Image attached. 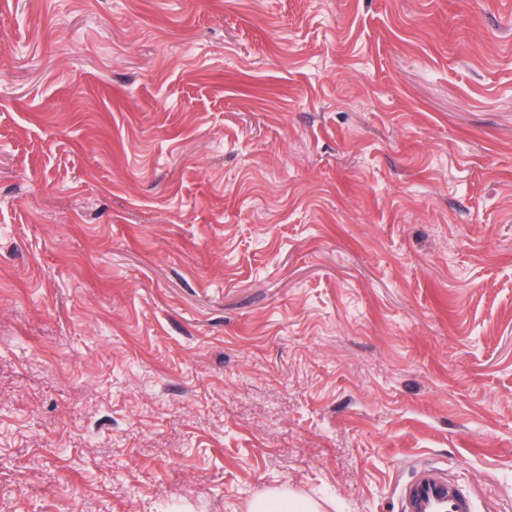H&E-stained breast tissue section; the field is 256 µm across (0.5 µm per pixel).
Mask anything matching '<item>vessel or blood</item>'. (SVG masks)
<instances>
[{"label": "vessel or blood", "mask_w": 512, "mask_h": 512, "mask_svg": "<svg viewBox=\"0 0 512 512\" xmlns=\"http://www.w3.org/2000/svg\"><path fill=\"white\" fill-rule=\"evenodd\" d=\"M397 512H472L470 495L444 469L416 467L397 490Z\"/></svg>", "instance_id": "1"}]
</instances>
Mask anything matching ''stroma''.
I'll return each mask as SVG.
<instances>
[{
  "mask_svg": "<svg viewBox=\"0 0 512 512\" xmlns=\"http://www.w3.org/2000/svg\"><path fill=\"white\" fill-rule=\"evenodd\" d=\"M512 512V0H0V512ZM398 512H472L470 495L433 464L416 467L397 490ZM248 512H321V504L309 497L286 489L267 491L256 496L248 505Z\"/></svg>",
  "mask_w": 512,
  "mask_h": 512,
  "instance_id": "stroma-1",
  "label": "stroma"
}]
</instances>
